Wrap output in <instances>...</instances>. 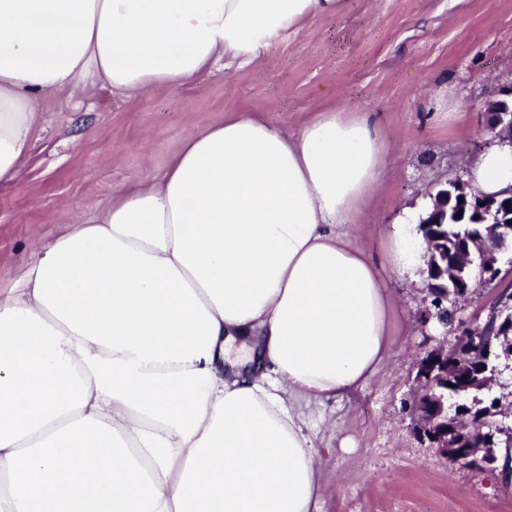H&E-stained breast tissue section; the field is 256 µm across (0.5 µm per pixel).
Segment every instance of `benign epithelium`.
<instances>
[{
	"label": "benign epithelium",
	"instance_id": "7a95c632",
	"mask_svg": "<svg viewBox=\"0 0 512 512\" xmlns=\"http://www.w3.org/2000/svg\"><path fill=\"white\" fill-rule=\"evenodd\" d=\"M487 111L492 139L506 138L512 144V103L494 99L487 103ZM454 195L477 204L491 224L492 236L474 248L464 241L451 252L444 238L425 237L426 290L432 300L421 318L425 323L436 321L444 338L417 364L412 410L419 434L439 454L475 474L499 469L506 484L512 485V448L500 454V435H506L511 444L512 429L506 432L498 422H489V417L500 413L497 402L490 401L485 409L463 403L475 393L491 390L499 374L496 359L502 354L512 356V294L502 289L488 306L487 321L497 322L496 335L489 338H474L463 329L450 343L448 319L443 316L448 304L455 305L468 294L469 282L488 285L500 278L498 254L512 243V209H506L501 199L475 197L470 185L459 180L449 183L448 196ZM450 397L460 400L452 414L448 413Z\"/></svg>",
	"mask_w": 512,
	"mask_h": 512
}]
</instances>
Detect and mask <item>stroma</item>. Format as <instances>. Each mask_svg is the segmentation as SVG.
<instances>
[{
	"mask_svg": "<svg viewBox=\"0 0 512 512\" xmlns=\"http://www.w3.org/2000/svg\"><path fill=\"white\" fill-rule=\"evenodd\" d=\"M511 87L512 0H346L249 66L139 98L48 101L17 186L0 188V289L18 278L31 239L60 231L61 208L87 219L233 111L264 113L289 133L327 106L372 113L394 150L357 233L380 253L404 207L467 178L466 159L491 137L484 105ZM381 274L398 301L386 357L335 425L309 431L328 456L323 512H512L498 473H471L415 436L408 407L426 337L411 326L426 291L389 267Z\"/></svg>",
	"mask_w": 512,
	"mask_h": 512,
	"instance_id": "1",
	"label": "stroma"
}]
</instances>
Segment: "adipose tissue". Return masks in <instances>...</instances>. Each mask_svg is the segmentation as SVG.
<instances>
[{
	"mask_svg": "<svg viewBox=\"0 0 512 512\" xmlns=\"http://www.w3.org/2000/svg\"><path fill=\"white\" fill-rule=\"evenodd\" d=\"M343 8L0 0V186L48 99L177 89ZM392 150L367 112L323 108L292 137L229 112L160 176L30 241L0 290V512H321L306 415L375 377L395 303L380 268L422 263L420 213L379 260L353 231ZM470 185L512 195V146L480 153Z\"/></svg>",
	"mask_w": 512,
	"mask_h": 512,
	"instance_id": "adipose-tissue-1",
	"label": "adipose tissue"
}]
</instances>
